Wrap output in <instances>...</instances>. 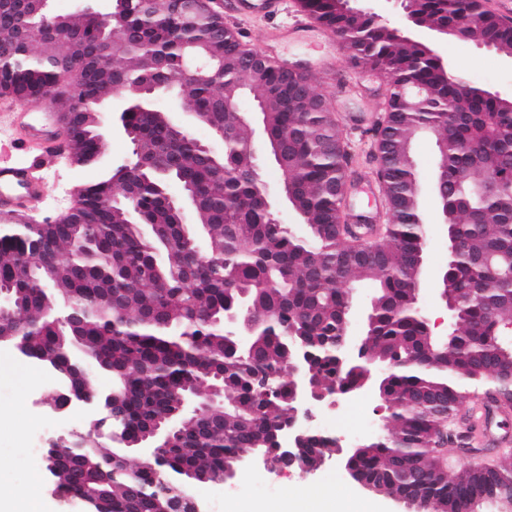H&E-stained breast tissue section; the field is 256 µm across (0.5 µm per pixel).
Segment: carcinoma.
<instances>
[{
    "label": "carcinoma",
    "instance_id": "cac0c4a2",
    "mask_svg": "<svg viewBox=\"0 0 512 512\" xmlns=\"http://www.w3.org/2000/svg\"><path fill=\"white\" fill-rule=\"evenodd\" d=\"M359 64L403 87L425 91L418 101L389 98L384 138L376 141L380 178L390 208L393 234L355 249L338 229V190L347 181L346 155L338 122L314 92L312 78L299 74L288 89L275 62L254 53L237 32L208 7L183 17L176 0L155 14L141 0H123L135 43L115 58L91 57L67 44L9 49L0 46V95L40 100L47 87L52 101L70 115L69 145L80 160L98 161L102 140L93 124L95 103L80 109L73 92L94 99L110 96L153 74L173 80L188 43L216 46L221 59L205 84L180 89L188 109L212 130H224V152L201 150L193 138L169 123L160 109L134 112L129 125L140 132L139 150L147 168L121 179L111 169L82 186L76 209L63 224L0 226V292L20 304L19 316L0 317L7 341L28 327L30 361L54 368L84 345L103 369L117 378L115 406L129 436H146L186 399V386L224 384V406L187 420L172 447L154 466L115 468L118 450L81 441L59 452L45 449L46 468L57 491L81 500L86 512H165L175 499L189 502V476L222 477L237 456L254 448L276 465L286 464L275 435L291 411L289 364L300 358L321 389L356 390L362 372L337 360L348 298L347 285L368 282L372 315L366 326L369 352L394 369L382 380L389 433L365 440L349 465L373 492L400 499L419 498L426 512H483L482 503L512 500V453L496 469L461 471L438 466L424 451L441 412L453 416L465 397L464 379L490 375L494 392L512 403V341L500 328L512 322V280L495 276L484 259L512 256V198L475 197L457 207L459 182H479L492 174L512 176V101L473 92L466 111L455 116L457 148L448 158L444 190L448 227L464 247V257L446 268L441 288L463 302L448 346H436L414 318L415 261L422 249L423 215L414 166V139L448 129L444 109L460 88L441 74L436 53L397 38L395 30L366 13H352L340 0H305ZM414 16L434 27H459L472 43L499 56L512 53V34L483 15L479 0H415ZM46 18L0 8V28L16 23L40 26ZM87 47L104 43L102 25L73 18ZM252 98L268 140L282 150L291 173L288 204L305 234L276 222L273 209L256 191L261 166L249 153L252 127L239 112L224 108L230 97ZM192 184L197 193L196 223L181 224L164 190L166 183ZM129 196L144 223L128 224L110 197ZM75 305L72 324L51 317L64 301ZM248 305L256 320L271 322L264 336L241 348L224 327V317ZM330 437L312 435L298 450L304 457H328Z\"/></svg>",
    "mask_w": 512,
    "mask_h": 512
}]
</instances>
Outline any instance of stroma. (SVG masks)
I'll return each mask as SVG.
<instances>
[{"mask_svg":"<svg viewBox=\"0 0 512 512\" xmlns=\"http://www.w3.org/2000/svg\"><path fill=\"white\" fill-rule=\"evenodd\" d=\"M226 27L239 32L243 40L258 53L273 56L276 61L301 63L314 79L315 91L328 100L339 123L342 137L349 145L351 160L348 169L352 187L348 196L350 207L365 206L362 193L363 179H375L374 130L387 105L390 79L369 67L356 64L344 45L334 47L321 42L316 33L301 31L291 38L278 41L275 46L263 42V33L272 28L269 20H236L225 18ZM441 52L461 69L471 85L512 96V68L501 59L492 58L488 49L479 44L455 40L442 42ZM133 146L121 132L109 138L100 162L84 168L67 171L55 163L45 161L41 169L47 177V195L32 209L36 219L47 214H60L61 199L70 185H84L99 180L108 166H119L132 153ZM419 178L424 188L421 207L426 223L432 224L431 241L426 255V275L422 282L419 304L431 322L434 334L447 335L450 319L441 304L436 286L447 264L446 230L442 224L440 207L436 204L429 185L435 175L436 145L423 137L414 145ZM56 378L19 359L9 344H0V409L19 410L23 422L20 428H0V488L34 495L43 502L48 512H84L83 504L73 498L59 497L53 480L45 470L42 451L59 436L94 432L93 413L84 409H68L57 413L48 402L56 395ZM386 411L377 394H349L339 413H327L328 429L343 432L358 429L363 420H370L371 431H378ZM491 441L467 444H448L444 456L457 470L476 463L491 462L499 452L498 438L503 430L498 418H491ZM260 487L250 480H214L196 482L191 494L202 501L207 512H226L232 505L247 507L254 502L277 505L289 491L323 489L331 493L351 491L358 498L372 501L376 512H402L391 497L371 492L351 479L343 457L335 453L327 457L317 470L304 473L268 471L257 468Z\"/></svg>","mask_w":512,"mask_h":512,"instance_id":"1","label":"stroma"}]
</instances>
